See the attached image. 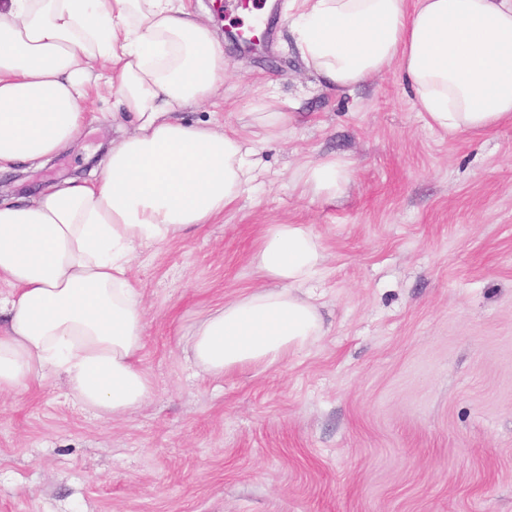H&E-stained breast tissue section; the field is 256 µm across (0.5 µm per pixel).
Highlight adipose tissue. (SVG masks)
I'll return each mask as SVG.
<instances>
[{
  "label": "adipose tissue",
  "instance_id": "obj_1",
  "mask_svg": "<svg viewBox=\"0 0 512 512\" xmlns=\"http://www.w3.org/2000/svg\"><path fill=\"white\" fill-rule=\"evenodd\" d=\"M293 49L330 87L395 71L431 126L484 133L512 121V0H285ZM224 47L187 0H0V173L51 161L106 91L129 122L95 179L0 202V393L52 374L100 417L151 395L135 250L214 223L257 179L253 143L215 122ZM349 166L307 162L302 194L336 196ZM270 279L200 320L196 365H276L322 333L306 285L323 255L301 224H275L253 257Z\"/></svg>",
  "mask_w": 512,
  "mask_h": 512
}]
</instances>
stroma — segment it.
Masks as SVG:
<instances>
[{"instance_id": "stroma-1", "label": "stroma", "mask_w": 512, "mask_h": 512, "mask_svg": "<svg viewBox=\"0 0 512 512\" xmlns=\"http://www.w3.org/2000/svg\"><path fill=\"white\" fill-rule=\"evenodd\" d=\"M224 44V109L251 136L273 96L292 121L264 142L262 175L215 223L137 248L142 366L154 393L101 419L48 376L0 394V512H512V122L431 128L388 72L327 87L292 49L284 0L270 49L246 51L222 0H193ZM80 139L0 177L21 196L102 155L122 118L95 99ZM337 155L352 177L300 194L302 165ZM274 224L305 225L324 256L323 334L272 367L197 372L187 340L261 285L253 255Z\"/></svg>"}]
</instances>
